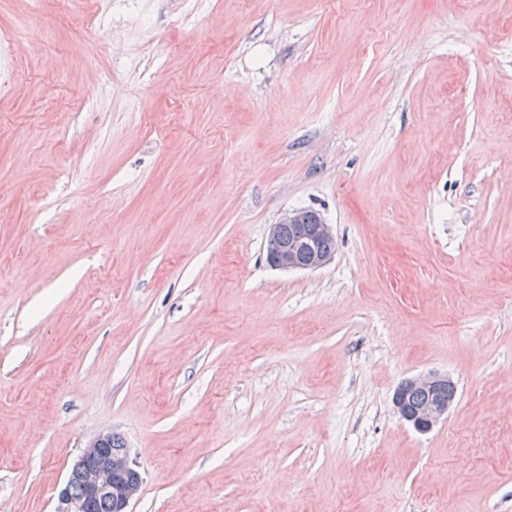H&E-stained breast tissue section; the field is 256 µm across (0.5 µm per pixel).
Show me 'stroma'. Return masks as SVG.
Segmentation results:
<instances>
[{"mask_svg":"<svg viewBox=\"0 0 512 512\" xmlns=\"http://www.w3.org/2000/svg\"><path fill=\"white\" fill-rule=\"evenodd\" d=\"M95 9L0 0V512L106 432L131 512H512V0ZM292 209L324 268L269 266ZM112 18L111 1H100L98 12L88 21L84 30V39L87 42H100ZM305 225H309V228ZM288 226L295 227L298 232L295 234V230ZM326 239L335 240L333 227L318 212L288 210L279 221L270 225L267 236L268 262L272 267L282 270L322 268L334 256V251L326 249L336 248V241ZM322 241L326 249L322 248ZM409 393H416L419 396ZM442 393V399H448L445 402L439 400ZM408 394L409 403L414 407L407 404ZM456 399L457 388L451 377L446 374L428 373L402 382L393 394L392 403L403 421L417 432L426 434L448 418V413L456 405Z\"/></svg>","mask_w":512,"mask_h":512,"instance_id":"obj_1","label":"stroma"}]
</instances>
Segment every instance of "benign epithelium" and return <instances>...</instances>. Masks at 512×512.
Instances as JSON below:
<instances>
[{
    "label": "benign epithelium",
    "instance_id": "7a95c632",
    "mask_svg": "<svg viewBox=\"0 0 512 512\" xmlns=\"http://www.w3.org/2000/svg\"><path fill=\"white\" fill-rule=\"evenodd\" d=\"M288 224L298 232L287 241L281 227ZM334 238L333 227L316 211L288 210L270 225L267 236L268 262L282 270H316L328 264L334 252L322 248L321 242ZM448 393L442 402L439 395ZM416 393L421 402L411 407L407 395ZM457 388L451 377L428 373L406 379L392 397L400 418L417 432L426 434L456 405ZM113 435L103 433L89 441L73 463L66 483L58 495L56 512H87L89 503L107 500L112 512H130L129 505L141 487V477L129 458L127 447H112ZM80 492H75L74 488Z\"/></svg>",
    "mask_w": 512,
    "mask_h": 512
}]
</instances>
